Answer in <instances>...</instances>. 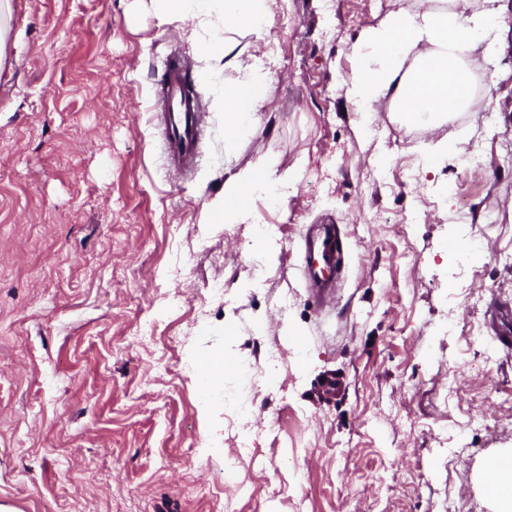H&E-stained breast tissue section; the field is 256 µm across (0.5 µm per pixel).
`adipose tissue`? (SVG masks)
<instances>
[{"label": "adipose tissue", "mask_w": 512, "mask_h": 512, "mask_svg": "<svg viewBox=\"0 0 512 512\" xmlns=\"http://www.w3.org/2000/svg\"><path fill=\"white\" fill-rule=\"evenodd\" d=\"M137 6L152 10L160 23L191 16L205 29L232 18L238 26L259 30L269 18L264 0H137ZM491 30L484 14L466 15L454 9L386 16L354 49L359 65L348 82L349 94L362 103L387 95L403 112L410 111L417 99L430 116L463 111L469 104L467 58L477 43L489 39ZM421 44L426 50L420 54L416 48ZM229 69L241 70V78L221 82L223 71ZM200 70L214 87L215 105L225 121L239 125L261 111L270 86L268 61L257 58L240 65L230 48L216 39L201 54ZM295 183V176L271 168H242L227 178L223 196L210 208L245 224L249 221L242 202L245 195L272 185L285 198Z\"/></svg>", "instance_id": "ef3b65f1"}]
</instances>
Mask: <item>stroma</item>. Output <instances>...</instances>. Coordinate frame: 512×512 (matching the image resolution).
I'll use <instances>...</instances> for the list:
<instances>
[{
	"instance_id": "obj_1",
	"label": "stroma",
	"mask_w": 512,
	"mask_h": 512,
	"mask_svg": "<svg viewBox=\"0 0 512 512\" xmlns=\"http://www.w3.org/2000/svg\"><path fill=\"white\" fill-rule=\"evenodd\" d=\"M0 69V512H499L512 462V0L474 52L480 99L404 122L345 83L359 37L423 0H267L226 38L275 56L248 125L197 81L199 164L173 175L154 75L199 68L195 21L134 0H12ZM454 141L480 168L438 152ZM272 164L296 191L208 205ZM469 197L458 213L448 186ZM256 224L274 229L252 235ZM338 225L334 302L308 288L309 225ZM468 225L479 267L452 269ZM224 293H210L212 280ZM278 361L266 388L261 358ZM333 376L336 394L321 380ZM252 403L241 417L236 407ZM296 177L291 174L278 175L272 168H242L231 174L224 183V195L213 200L210 208L230 215L235 224L249 223V213L244 203L239 201L248 194H254L267 186H275L280 197L288 198L295 187Z\"/></svg>"
}]
</instances>
